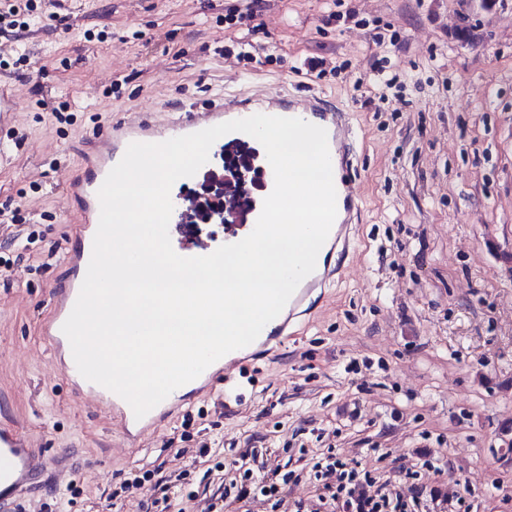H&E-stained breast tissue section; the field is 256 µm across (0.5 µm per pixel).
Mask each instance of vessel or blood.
Returning <instances> with one entry per match:
<instances>
[{"label": "vessel or blood", "instance_id": "b4317fda", "mask_svg": "<svg viewBox=\"0 0 512 512\" xmlns=\"http://www.w3.org/2000/svg\"><path fill=\"white\" fill-rule=\"evenodd\" d=\"M257 113L300 118L323 127L327 132L332 167L337 172L334 181L336 219L319 251L314 272L300 283L280 315L269 322L260 333L258 344H267L282 336L293 319L305 314L306 303L311 295L326 287L334 275L340 272L339 266L332 263L334 254L348 249L354 216L358 211V197L350 160L352 130L345 112L331 106L325 98L294 94L283 98L253 96L225 101L202 111H189L188 114L178 116L165 124L120 121L108 125L93 159L89 162L87 176L82 181L68 183L65 187L67 195L81 201L78 217L80 239L66 253L69 271L67 279L56 285L51 292L53 313L44 324V333L55 357L60 361L64 376L78 383L83 395L95 400L109 413L121 414L127 423L126 435L129 439H137L153 428L156 424L155 417L148 414L140 419L135 418L125 400L82 378L73 359L70 343L62 331V326L78 298L92 256L93 239L100 216L98 191L109 171L123 158L130 143L162 142ZM225 139L230 146L239 148L241 153H249L254 157L251 190L244 204L246 221L242 224L224 225V234L220 237L215 232L203 231L202 219L195 205L199 203L204 192L206 173L214 169L213 164L203 165L200 172L177 180L171 189V200L178 214V222L170 226L169 234L185 239V246L178 250L181 256H205L214 252L219 243L231 244L245 238L251 233L261 213L264 198L273 189V171L262 145L241 132L228 133ZM240 358L241 353L236 350L228 353L225 359L214 362L196 378L197 387L220 385V394L225 402L236 401L241 395V387L235 378L225 375L224 367L234 364ZM36 469L28 437L14 424L1 422L0 512H26V504L20 492L31 483Z\"/></svg>", "mask_w": 512, "mask_h": 512}]
</instances>
